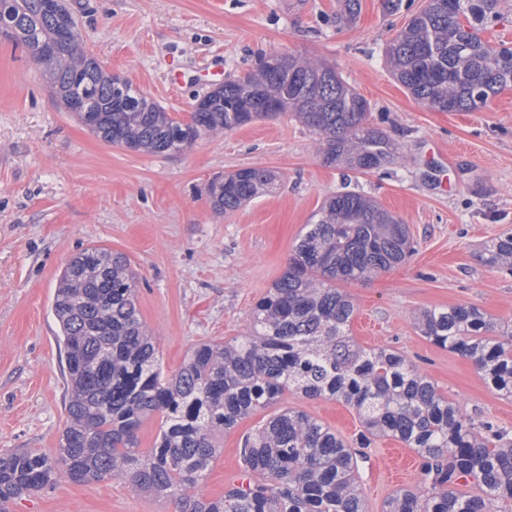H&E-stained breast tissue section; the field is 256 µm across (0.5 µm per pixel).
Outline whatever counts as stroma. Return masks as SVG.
<instances>
[{"label": "stroma", "mask_w": 512, "mask_h": 512, "mask_svg": "<svg viewBox=\"0 0 512 512\" xmlns=\"http://www.w3.org/2000/svg\"><path fill=\"white\" fill-rule=\"evenodd\" d=\"M85 47L107 71L130 80L167 111L188 118L215 84L255 67L259 56L299 53L336 66L370 103V121L388 131L399 159L361 173L323 163L317 137L290 116L257 120L149 156L106 144L53 103L22 48L0 37V451L58 446L66 419L64 350L52 309L73 254L92 246L124 253L139 275L143 320L166 371L203 341L243 335L256 302L284 272L295 240L325 198L355 190L401 218L414 250L394 269L349 285L354 338L406 355L439 392L471 417L512 431V397L500 395L468 357L421 336L426 309L459 304L512 324V275L483 255L512 233V87L472 112H434L391 76L387 42L425 0H360L353 24L336 26L337 0H65ZM179 65L183 82L171 89ZM244 167L275 172L273 189L237 212L216 214L208 187ZM279 407L311 414L358 457L369 512H383L419 474L393 475L396 440L360 447L357 412L334 401L284 393ZM259 412L224 436L206 496L244 477L241 437ZM11 512H175L171 502L116 480L59 479Z\"/></svg>", "instance_id": "35a3bbf8"}]
</instances>
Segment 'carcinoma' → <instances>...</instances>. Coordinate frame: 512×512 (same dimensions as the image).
<instances>
[{
	"label": "carcinoma",
	"mask_w": 512,
	"mask_h": 512,
	"mask_svg": "<svg viewBox=\"0 0 512 512\" xmlns=\"http://www.w3.org/2000/svg\"><path fill=\"white\" fill-rule=\"evenodd\" d=\"M41 2L0 0V35L26 50L52 100L69 112L82 103L76 116L107 144L162 156L203 135L289 114L318 136L328 166L366 172L396 158L391 136L369 121L367 99L321 59L264 55L204 97L185 122L109 73L82 35L58 42V17ZM499 2L427 0L397 31L385 56L413 100L433 111L472 112L512 86V46L481 37L498 20ZM358 9L359 0H339L336 25L353 22ZM53 44L55 53L40 58ZM275 180L260 167L226 174L211 185L212 207L230 215ZM411 252L405 224L376 201L353 191L330 195L253 308L244 335L195 345L171 374L142 319L131 260L106 247L74 254L53 301L70 387L65 425L52 454L0 452V512L61 478L124 479L175 503V512H368L353 449L295 409L243 436L247 482L218 498L204 495L221 453L218 436L286 391L355 409L364 448L374 437H392L415 450L420 479L396 491L384 512H512V438L476 424L402 353L366 351L350 336L355 306L338 284L367 282ZM485 264L512 266L511 234L496 240ZM418 329L472 359L488 384L512 396V325L498 330L480 309L461 304L423 311ZM152 416L160 429L143 451L139 432Z\"/></svg>",
	"instance_id": "carcinoma-1"
}]
</instances>
